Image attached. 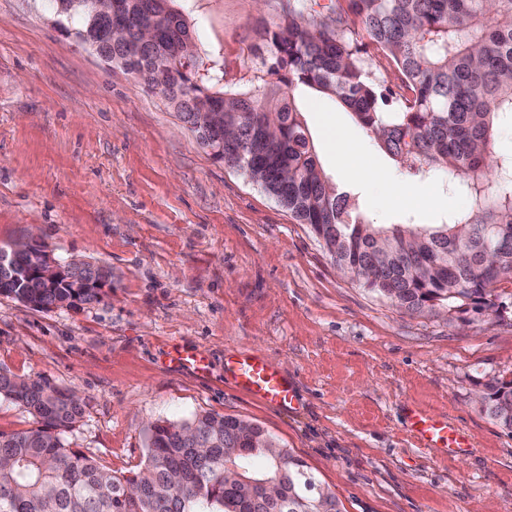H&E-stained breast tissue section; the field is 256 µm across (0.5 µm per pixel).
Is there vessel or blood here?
Returning <instances> with one entry per match:
<instances>
[{
	"label": "vessel or blood",
	"instance_id": "obj_1",
	"mask_svg": "<svg viewBox=\"0 0 512 512\" xmlns=\"http://www.w3.org/2000/svg\"><path fill=\"white\" fill-rule=\"evenodd\" d=\"M224 377L235 388L261 402L281 408H292L297 404L295 381L262 355H228L224 361ZM408 420L411 433L423 447L457 455L467 446L464 433L447 417L417 407L410 410Z\"/></svg>",
	"mask_w": 512,
	"mask_h": 512
}]
</instances>
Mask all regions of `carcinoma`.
<instances>
[{
  "label": "carcinoma",
  "mask_w": 512,
  "mask_h": 512,
  "mask_svg": "<svg viewBox=\"0 0 512 512\" xmlns=\"http://www.w3.org/2000/svg\"><path fill=\"white\" fill-rule=\"evenodd\" d=\"M55 24L100 58L131 74L147 70L146 89L163 95L203 147L225 131L218 161L246 175L300 224L309 227L340 268L369 266L358 280L410 314L496 307L491 286L512 276V157L499 154L512 121V0H286L279 21L262 30L267 79L229 91L224 67L204 65L201 48L174 0H113L98 21L74 0H50ZM154 35L143 40L140 29ZM388 57L401 92L375 76L365 54ZM312 89L351 113L396 169H446L452 192L470 206L439 224H375L356 188L331 179L320 163L298 105ZM224 113L211 128L210 113ZM494 262L481 266L485 249ZM0 295L35 310L72 307L71 289L22 279ZM486 412L512 432V380L485 384ZM0 398L26 409L36 427L0 432V512H310L336 495L307 464L256 425L211 413L145 430L146 460L118 476L67 447L63 433L82 415L80 400L38 378L0 371ZM181 425L183 433L174 432ZM247 481L224 486V470ZM260 481L279 487L267 499Z\"/></svg>",
  "instance_id": "carcinoma-1"
}]
</instances>
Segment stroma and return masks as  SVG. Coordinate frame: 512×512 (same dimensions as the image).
Segmentation results:
<instances>
[{"label": "stroma", "instance_id": "stroma-1", "mask_svg": "<svg viewBox=\"0 0 512 512\" xmlns=\"http://www.w3.org/2000/svg\"><path fill=\"white\" fill-rule=\"evenodd\" d=\"M227 88L257 86L241 50L280 0H175ZM300 105L328 175L373 172L378 224H436L462 207L448 178L412 176L351 116L311 91ZM357 143L339 164L338 139ZM38 231L61 260L110 273L100 302L34 310L0 296V370L77 390L64 443L119 474L139 470L145 429L200 413L256 424L303 459L342 512H512V433L477 393L512 380V278L496 310L409 314L340 272L307 225L217 162L159 94L55 25L48 0H0V246ZM205 354L209 373L174 363ZM253 352L296 380L298 405L261 403L224 379ZM448 416L464 456L425 448L409 409Z\"/></svg>", "mask_w": 512, "mask_h": 512}]
</instances>
